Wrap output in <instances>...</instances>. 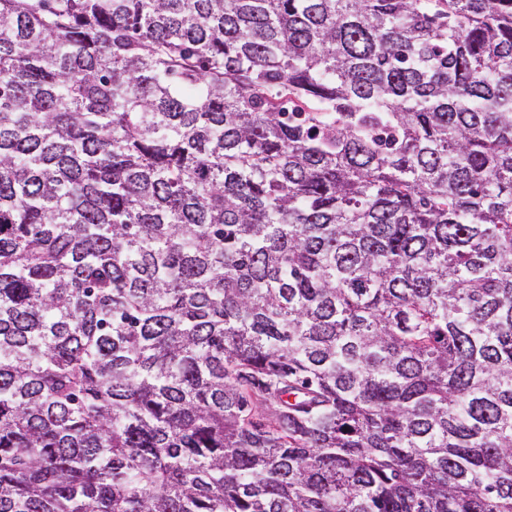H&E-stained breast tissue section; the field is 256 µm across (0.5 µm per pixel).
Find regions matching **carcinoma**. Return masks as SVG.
<instances>
[{
  "label": "carcinoma",
  "instance_id": "carcinoma-1",
  "mask_svg": "<svg viewBox=\"0 0 512 512\" xmlns=\"http://www.w3.org/2000/svg\"><path fill=\"white\" fill-rule=\"evenodd\" d=\"M0 512H512V0H0Z\"/></svg>",
  "mask_w": 512,
  "mask_h": 512
}]
</instances>
